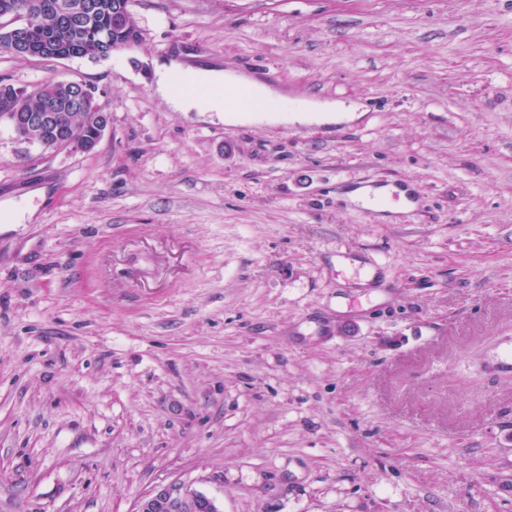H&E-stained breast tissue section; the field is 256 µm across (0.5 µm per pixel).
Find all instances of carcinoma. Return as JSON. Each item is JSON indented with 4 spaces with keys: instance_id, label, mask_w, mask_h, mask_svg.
<instances>
[{
    "instance_id": "obj_1",
    "label": "carcinoma",
    "mask_w": 512,
    "mask_h": 512,
    "mask_svg": "<svg viewBox=\"0 0 512 512\" xmlns=\"http://www.w3.org/2000/svg\"><path fill=\"white\" fill-rule=\"evenodd\" d=\"M80 2L82 0H0V17L26 13L34 17L27 34V52L32 58L52 50L59 59L106 60L112 55V44L126 39L124 35L112 37L113 0H94L95 11L85 20L77 21L71 11ZM10 108L17 112H44L50 108L67 125L73 140L100 138L98 114L101 107L95 96H81L79 81L54 77L31 87L0 82V117H5ZM53 136V127L33 126L20 138L38 144Z\"/></svg>"
}]
</instances>
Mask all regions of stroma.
Here are the masks:
<instances>
[{
	"mask_svg": "<svg viewBox=\"0 0 512 512\" xmlns=\"http://www.w3.org/2000/svg\"><path fill=\"white\" fill-rule=\"evenodd\" d=\"M88 153L0 125V512H512V0H133ZM351 124L174 112L154 59ZM412 188L382 219L358 184ZM289 112L293 113L288 115V122L293 124L304 121L305 113H315L317 121L338 124L360 118L364 115L365 110L362 105L355 103L310 99L302 107ZM222 512L217 501L204 493L188 489L180 483L153 488L141 498L137 512Z\"/></svg>",
	"mask_w": 512,
	"mask_h": 512,
	"instance_id": "obj_1",
	"label": "stroma"
}]
</instances>
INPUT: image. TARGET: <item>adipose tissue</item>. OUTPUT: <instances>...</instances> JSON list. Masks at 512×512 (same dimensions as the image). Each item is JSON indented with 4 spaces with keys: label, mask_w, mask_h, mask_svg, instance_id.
I'll list each match as a JSON object with an SVG mask.
<instances>
[{
    "label": "adipose tissue",
    "mask_w": 512,
    "mask_h": 512,
    "mask_svg": "<svg viewBox=\"0 0 512 512\" xmlns=\"http://www.w3.org/2000/svg\"><path fill=\"white\" fill-rule=\"evenodd\" d=\"M180 85L209 86L215 95L200 98L192 94L177 93ZM153 86L158 97L175 112H220L227 122L250 119L258 112V102H277L281 92L261 80L222 69H205L184 66L182 63L158 61L153 69ZM361 105L343 101L320 99L307 100L303 107L295 109L290 123L304 121L306 114H314L324 123L351 122L358 119Z\"/></svg>",
    "instance_id": "adipose-tissue-1"
}]
</instances>
